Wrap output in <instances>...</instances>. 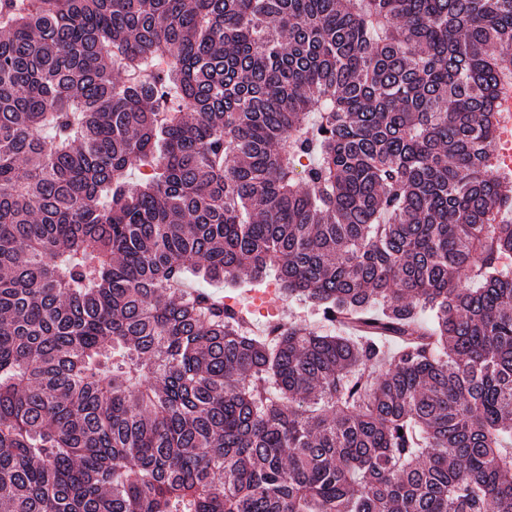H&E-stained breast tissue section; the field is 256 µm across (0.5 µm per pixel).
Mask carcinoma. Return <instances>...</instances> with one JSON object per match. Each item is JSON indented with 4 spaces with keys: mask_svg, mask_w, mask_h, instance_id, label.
I'll return each mask as SVG.
<instances>
[{
    "mask_svg": "<svg viewBox=\"0 0 512 512\" xmlns=\"http://www.w3.org/2000/svg\"><path fill=\"white\" fill-rule=\"evenodd\" d=\"M0 26V512H512V0ZM270 281H274L273 276H270L266 278L262 282L258 281H250L249 278L242 277L241 280L235 285V286H227L224 288H217L215 285H208V284H198V283H191L190 285L194 288H209L211 291L215 293L222 294L224 293V297L227 296H238L241 299L240 303H243V307L248 312V316L250 321L254 324V330L256 334L261 335L264 332L265 326L257 320V318L252 315V313L247 308V301H248V293L250 291L258 290L265 288L266 284ZM278 307L279 318L284 322H295L306 324L318 329L321 332H330L326 326L319 323V318L310 306L298 298H283L273 300Z\"/></svg>",
    "mask_w": 512,
    "mask_h": 512,
    "instance_id": "obj_1",
    "label": "carcinoma"
}]
</instances>
